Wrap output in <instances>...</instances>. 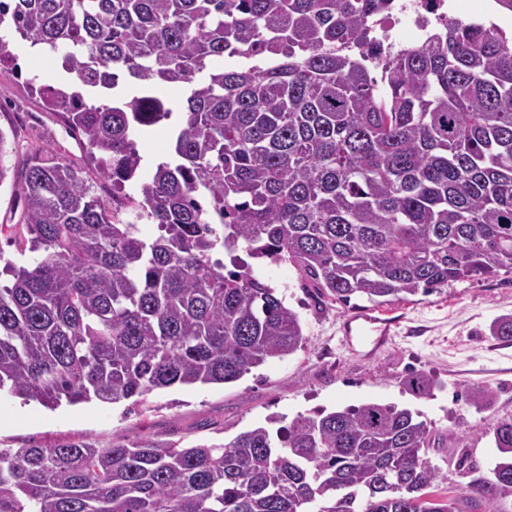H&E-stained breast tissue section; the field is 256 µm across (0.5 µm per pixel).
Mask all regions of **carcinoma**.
I'll list each match as a JSON object with an SVG mask.
<instances>
[{"label":"carcinoma","mask_w":512,"mask_h":512,"mask_svg":"<svg viewBox=\"0 0 512 512\" xmlns=\"http://www.w3.org/2000/svg\"><path fill=\"white\" fill-rule=\"evenodd\" d=\"M390 2L0 0V26L61 56L67 81L39 94L112 182L109 202L63 155L29 159L15 192L20 252L37 257L6 262L0 393L115 404L295 353L299 315L250 265L217 258L242 245L343 304L512 270V36L446 20L386 54L372 28ZM175 113L169 159L143 174L136 130ZM126 199L157 234L112 215ZM490 333L512 341V315ZM404 385L433 389L421 373ZM464 392L491 405L483 386ZM433 433L366 402L222 444L3 448L0 512H506L512 417L487 424L493 468L445 501L427 493L442 478Z\"/></svg>","instance_id":"obj_1"}]
</instances>
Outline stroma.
<instances>
[{"label": "stroma", "mask_w": 512, "mask_h": 512, "mask_svg": "<svg viewBox=\"0 0 512 512\" xmlns=\"http://www.w3.org/2000/svg\"><path fill=\"white\" fill-rule=\"evenodd\" d=\"M57 59L19 56L0 65V131L9 141L7 164L12 178L0 184V224H15L21 206L12 179L21 178L35 152L52 149L84 169L97 195L111 197V182L100 179L102 163L62 116L47 108L37 89L60 82ZM258 275L276 288L298 313L305 342L294 354L272 359L236 382L155 390L139 403L97 400L51 410L37 402L0 395V448L53 446L88 440L107 448L145 438L179 443H220L267 424L279 415L293 419L317 410L333 411L367 401L394 404L421 413L434 427L436 444L429 459L443 474L433 497L459 494L466 479L456 467L461 451L471 465L487 471L498 452L482 426L485 414L512 416V342L491 336L499 316L512 315V272L455 282L429 295L381 306L361 297L350 303H318L304 288L291 263L253 262ZM395 320L389 343L376 354L349 350L344 326L358 312ZM433 382L430 397L405 391L410 373ZM464 384L487 386L493 395L488 411L464 403Z\"/></svg>", "instance_id": "1"}]
</instances>
